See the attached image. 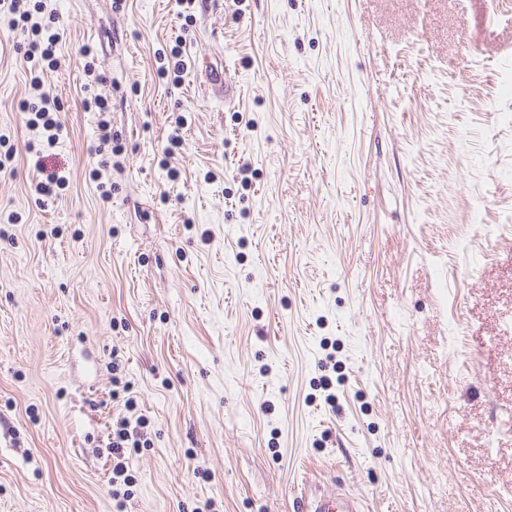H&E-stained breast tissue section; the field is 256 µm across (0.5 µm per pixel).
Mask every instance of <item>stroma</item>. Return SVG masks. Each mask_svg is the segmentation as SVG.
<instances>
[{
	"instance_id": "stroma-1",
	"label": "stroma",
	"mask_w": 512,
	"mask_h": 512,
	"mask_svg": "<svg viewBox=\"0 0 512 512\" xmlns=\"http://www.w3.org/2000/svg\"><path fill=\"white\" fill-rule=\"evenodd\" d=\"M44 3L57 148L0 30V512H512V0ZM124 416L151 445L119 508ZM32 83L41 88V91L34 101H22L20 108L28 116L27 126L29 128L38 129L41 125L44 131L51 132L46 136L43 146L53 148L58 143L59 132L62 128L56 115V112H59V102L51 90L43 88V81L39 75L34 76ZM85 108L91 112H98L99 115L97 125L99 142L98 151H110L111 156L112 152L118 153L120 151V146L115 144L112 147V127L111 121L107 118V112H110L107 99L97 95L94 98L85 101ZM301 512H363L362 500L332 490L324 493H305L297 500Z\"/></svg>"
}]
</instances>
